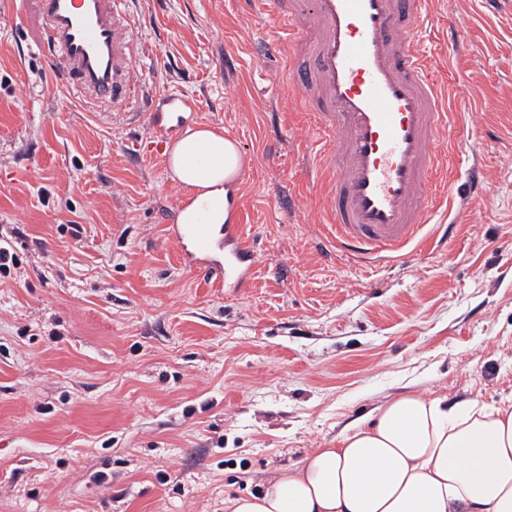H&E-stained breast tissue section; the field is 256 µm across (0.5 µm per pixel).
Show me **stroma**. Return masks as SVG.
<instances>
[{
    "label": "stroma",
    "mask_w": 512,
    "mask_h": 512,
    "mask_svg": "<svg viewBox=\"0 0 512 512\" xmlns=\"http://www.w3.org/2000/svg\"><path fill=\"white\" fill-rule=\"evenodd\" d=\"M124 7L115 103L66 76L37 0H0V244L19 262L0 280V512H225L400 394L512 400V0L430 4L453 114L433 221L460 224L388 265L317 251L325 138L264 0ZM167 90L243 153L249 287L180 260L168 217L188 190L146 149L144 104Z\"/></svg>",
    "instance_id": "obj_1"
}]
</instances>
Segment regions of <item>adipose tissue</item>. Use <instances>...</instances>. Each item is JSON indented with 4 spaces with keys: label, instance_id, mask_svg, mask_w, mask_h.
Wrapping results in <instances>:
<instances>
[{
    "label": "adipose tissue",
    "instance_id": "ef3b65f1",
    "mask_svg": "<svg viewBox=\"0 0 512 512\" xmlns=\"http://www.w3.org/2000/svg\"><path fill=\"white\" fill-rule=\"evenodd\" d=\"M243 164L237 143L186 129L169 151L172 177L196 193L179 223L223 224L224 185ZM226 512H512V405L406 393L354 420Z\"/></svg>",
    "mask_w": 512,
    "mask_h": 512
}]
</instances>
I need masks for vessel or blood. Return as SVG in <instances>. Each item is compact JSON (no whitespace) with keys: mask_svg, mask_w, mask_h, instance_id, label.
<instances>
[{"mask_svg":"<svg viewBox=\"0 0 512 512\" xmlns=\"http://www.w3.org/2000/svg\"><path fill=\"white\" fill-rule=\"evenodd\" d=\"M70 77L98 95L119 96L131 63L123 0H38ZM429 0H266L283 55L318 128L330 141L320 155L328 177V221L338 256L390 264L425 243L435 206L441 134L450 128L442 86L419 46ZM179 92L152 97L160 143L171 118L193 111ZM182 257L218 288H244L256 253L242 225L216 231L207 221L180 224ZM223 254L218 264L209 256Z\"/></svg>","mask_w":512,"mask_h":512,"instance_id":"obj_1","label":"vessel or blood"}]
</instances>
